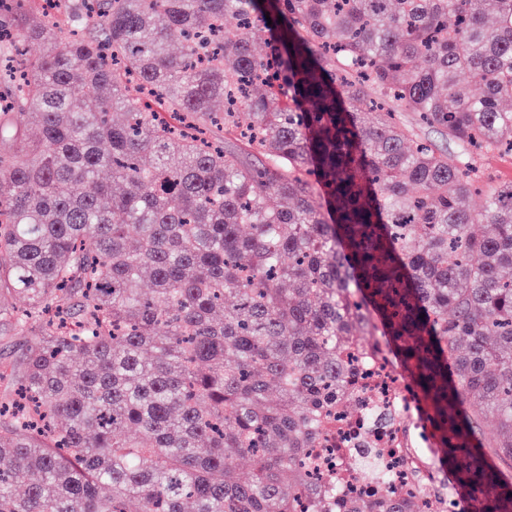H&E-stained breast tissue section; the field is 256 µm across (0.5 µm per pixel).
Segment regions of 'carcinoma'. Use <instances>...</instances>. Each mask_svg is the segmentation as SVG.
<instances>
[{"label": "carcinoma", "mask_w": 512, "mask_h": 512, "mask_svg": "<svg viewBox=\"0 0 512 512\" xmlns=\"http://www.w3.org/2000/svg\"><path fill=\"white\" fill-rule=\"evenodd\" d=\"M34 2L0 0V341L34 337L0 512H422L311 467L355 347L403 368L436 493L512 512V182L478 187L512 0Z\"/></svg>", "instance_id": "obj_1"}]
</instances>
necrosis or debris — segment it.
I'll use <instances>...</instances> for the list:
<instances>
[{"label":"necrosis or debris","mask_w":512,"mask_h":512,"mask_svg":"<svg viewBox=\"0 0 512 512\" xmlns=\"http://www.w3.org/2000/svg\"><path fill=\"white\" fill-rule=\"evenodd\" d=\"M354 362L359 414L336 412L311 454L321 476L335 479L345 498L371 494L376 481L410 491L435 478L432 439L420 424L400 420L407 408L403 384L384 361L362 350Z\"/></svg>","instance_id":"obj_1"}]
</instances>
